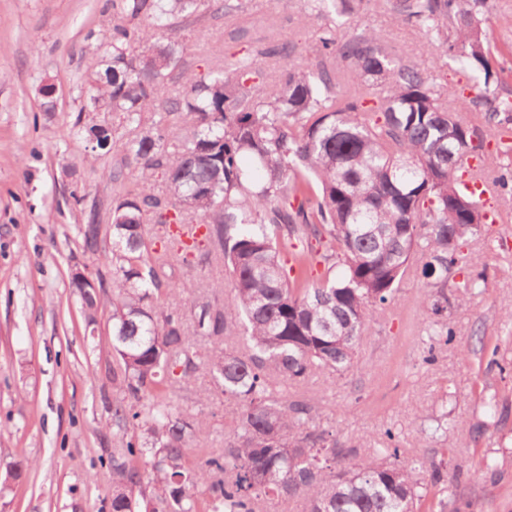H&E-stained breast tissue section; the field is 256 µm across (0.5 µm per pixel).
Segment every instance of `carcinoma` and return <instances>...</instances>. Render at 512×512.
I'll list each match as a JSON object with an SVG mask.
<instances>
[{
	"label": "carcinoma",
	"instance_id": "carcinoma-1",
	"mask_svg": "<svg viewBox=\"0 0 512 512\" xmlns=\"http://www.w3.org/2000/svg\"><path fill=\"white\" fill-rule=\"evenodd\" d=\"M491 0H396L399 18L415 23L440 67L480 71L485 89L499 82L488 61L494 44L479 11ZM230 10L224 0H112V34L100 40L104 72L89 82V106L105 104L127 128L110 178L134 189L112 198V287L80 291L86 319L112 306V425L128 436L112 449V512H259L263 496L298 497L303 512H422L436 469L385 446L343 467L327 432L303 429L314 399L294 400L273 386L315 370L344 372L370 335L373 306L390 303L411 258L431 291L424 308L448 329V273L472 266L464 250L482 213L458 189L460 155H479L483 126L512 139V100L485 98L473 113L446 106L447 84L415 64L396 63L367 32L336 42L320 38L315 62L288 49L276 74L252 55L229 54L208 75L186 76L172 96L167 79L187 47L170 19L200 9ZM353 88L336 90V58ZM373 112L368 121L361 113ZM505 117H500V114ZM185 126L169 151V117ZM249 160L264 171L254 183ZM162 180L167 192L157 194ZM99 252L102 228L80 229ZM190 255L203 245L221 256L230 303L169 282V263L152 255ZM306 243L291 261L281 245ZM324 266L321 278L314 268ZM194 308L187 322L180 303ZM243 327L251 355L224 348ZM208 342L205 357L194 347ZM206 362L215 386L238 401L234 436L200 466L190 441L206 424L174 412L171 401Z\"/></svg>",
	"mask_w": 512,
	"mask_h": 512
}]
</instances>
